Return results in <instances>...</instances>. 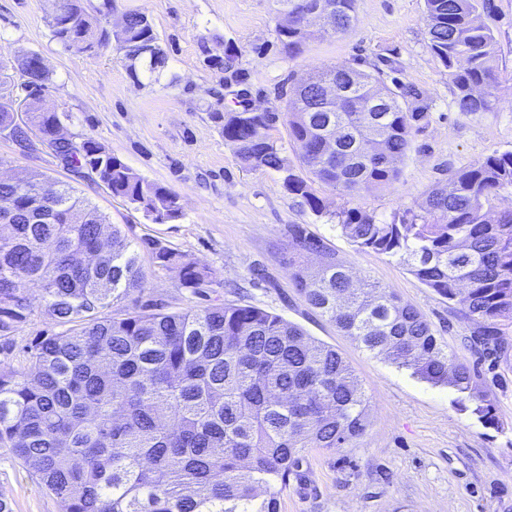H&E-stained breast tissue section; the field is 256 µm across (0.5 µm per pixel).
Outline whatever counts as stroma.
Wrapping results in <instances>:
<instances>
[{
  "label": "stroma",
  "mask_w": 512,
  "mask_h": 512,
  "mask_svg": "<svg viewBox=\"0 0 512 512\" xmlns=\"http://www.w3.org/2000/svg\"><path fill=\"white\" fill-rule=\"evenodd\" d=\"M103 2L85 0L104 26L129 11L152 19L175 82L134 81L110 48L94 56L65 49L48 25L51 0H0V59L41 55L52 74L44 101L71 113L68 134L97 141L146 180L178 195L181 218L152 223L64 168L41 144L22 154L0 137V162L71 185L119 227L147 274L141 300L171 310L253 305L342 354L368 400L366 431L348 448L306 449L302 478L282 491L280 512H512V367L493 362L475 342L460 305L427 288L405 264L359 249L335 222L288 194L277 173L242 168L213 115L220 100L234 94L206 61L207 54H223L225 44H233L249 73L252 102L277 106L313 70L336 65L370 71L383 58L395 60L397 78L424 89L430 103L399 180L354 196L314 186L330 209L355 208L387 220L420 203L451 171L512 150V0H493L495 10L486 19L497 38L502 102L496 111L476 114L458 111L448 71L427 46L424 0H356L349 30L318 36L293 58L276 39L272 0H114L108 10ZM294 224L320 240L321 253L295 246L289 233ZM152 241L206 269L202 293L155 266ZM327 252L354 279L373 281L417 308L448 352L477 368V383L493 400L499 426L460 410L452 387L431 385L365 351L307 303L292 275L300 265L317 270ZM28 295L32 314L9 338L0 337V360L19 368L24 347L59 330L44 312L41 288H29ZM0 496L12 512H58L37 477L6 448H0Z\"/></svg>",
  "instance_id": "stroma-1"
}]
</instances>
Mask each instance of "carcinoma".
<instances>
[{
	"label": "carcinoma",
	"instance_id": "cac0c4a2",
	"mask_svg": "<svg viewBox=\"0 0 512 512\" xmlns=\"http://www.w3.org/2000/svg\"><path fill=\"white\" fill-rule=\"evenodd\" d=\"M302 18L321 6L336 32L355 20V0H279ZM427 46L448 70L461 112H492L501 101L497 40L483 16L493 0H424ZM122 27L94 20L84 0H65L50 19L66 49L96 55L114 46L135 80L159 79L168 58L151 19L123 14ZM281 51L300 54L315 33L276 25ZM238 51L224 46L212 65L224 85H245ZM26 90L23 123L0 110V135L26 153L37 132L70 171L96 178L152 222L181 216L177 195L136 173L91 138H58L67 112L43 107L50 71L36 53L0 61V101L13 93V73ZM330 66L283 111H248L247 99L214 111L224 139L251 171L281 174L283 187L318 216L337 220L359 249L396 258L425 286L458 302L477 335L505 352L501 325L512 322V208L491 205L512 187V150L494 152L453 171L417 207L382 221L358 209L332 211L312 188L321 182L344 195L398 181L401 165L426 119V92L383 71ZM336 84V102L320 100ZM366 94L382 112H364ZM283 120L299 146L284 156L270 130ZM0 336L32 312L28 285L43 290L44 309L64 330L39 341L17 368L0 362V448L38 477L59 512H279V497L298 477L307 448L351 445L367 427L368 402L353 370L335 348L299 325L252 305L218 304L169 311L138 299L146 273L122 234L73 187L16 169L0 178ZM291 236L316 250L305 229ZM158 267L197 292L207 272L178 251L152 243ZM294 286L308 304L366 351L451 386L457 404L486 425L499 419L475 370L455 361L428 320L383 287L355 286L344 264L325 255L316 273L299 270Z\"/></svg>",
	"mask_w": 512,
	"mask_h": 512
}]
</instances>
